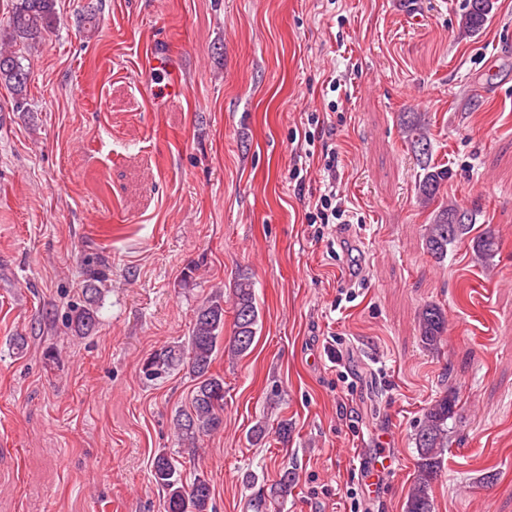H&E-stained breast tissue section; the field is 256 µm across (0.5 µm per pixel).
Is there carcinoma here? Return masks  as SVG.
I'll use <instances>...</instances> for the list:
<instances>
[{"label":"carcinoma","mask_w":512,"mask_h":512,"mask_svg":"<svg viewBox=\"0 0 512 512\" xmlns=\"http://www.w3.org/2000/svg\"><path fill=\"white\" fill-rule=\"evenodd\" d=\"M494 8L493 0H468L461 18V28L468 34L483 28ZM57 22L56 0H17L8 25L0 29V82L21 95L30 82V71L16 52L19 45H36L45 40ZM406 143L415 156L420 174L417 194L425 204L434 202L452 177L448 167L432 162L433 144L426 122L418 113L403 116ZM478 211L458 206L441 205L434 210L432 224L422 235L423 251L435 262L442 263L448 248L464 241L473 231ZM478 255L490 259L497 244L490 232L473 238ZM233 334L224 339V300L214 295L195 311L193 326L186 342H177L149 355L143 373L149 380L162 378L175 370H184L195 381L190 403L175 410L172 423L182 445L191 452L199 442L224 428V377L212 372L219 348L238 357L250 352L258 325L259 309L254 282L242 274L233 288ZM98 320L96 289L85 291L84 305L74 310L71 326L78 336L93 330ZM420 339L427 349H436L447 331L444 311L426 304L418 312ZM458 399L444 395L426 411L425 421L417 430L414 444L417 452V474L408 496L406 512H435L431 488L442 466L444 448L448 446V420L454 418ZM153 479L162 491L163 512H213L209 481L199 475L184 484L177 460L165 452L153 460ZM294 482L285 471L268 495L250 500L252 512H270L271 498L288 494Z\"/></svg>","instance_id":"cac0c4a2"}]
</instances>
